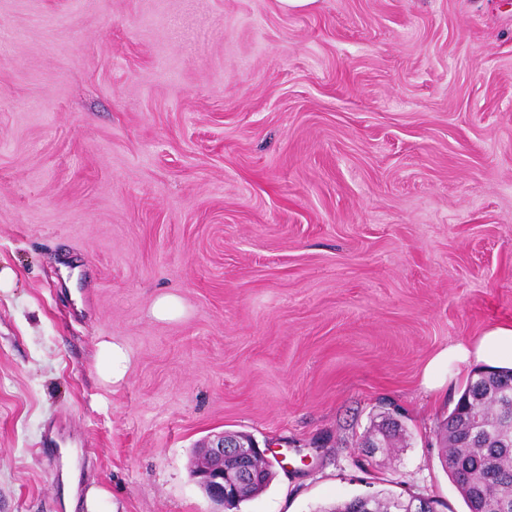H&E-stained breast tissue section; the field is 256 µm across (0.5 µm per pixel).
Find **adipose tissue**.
I'll use <instances>...</instances> for the list:
<instances>
[{"instance_id": "adipose-tissue-1", "label": "adipose tissue", "mask_w": 512, "mask_h": 512, "mask_svg": "<svg viewBox=\"0 0 512 512\" xmlns=\"http://www.w3.org/2000/svg\"><path fill=\"white\" fill-rule=\"evenodd\" d=\"M483 363L489 366H512V320L490 325L472 343H452L433 356L423 371V383L433 389L452 380L460 364Z\"/></svg>"}]
</instances>
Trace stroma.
Masks as SVG:
<instances>
[{"instance_id":"stroma-1","label":"stroma","mask_w":512,"mask_h":512,"mask_svg":"<svg viewBox=\"0 0 512 512\" xmlns=\"http://www.w3.org/2000/svg\"><path fill=\"white\" fill-rule=\"evenodd\" d=\"M0 264V512H85L68 445L116 512H212L221 431L276 462L238 512H468L472 368L422 371L512 319V0H0ZM154 317L161 321L177 319L182 314V306L179 299L172 294L159 296L152 308ZM98 375L105 384L115 385L125 377L130 356L124 345L115 341L99 343L97 352ZM370 512H407L397 511V505L403 501V505L409 502V498L404 497L401 493L393 491L380 490L371 494Z\"/></svg>"}]
</instances>
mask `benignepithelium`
Instances as JSON below:
<instances>
[{"label":"benign epithelium","mask_w":512,"mask_h":512,"mask_svg":"<svg viewBox=\"0 0 512 512\" xmlns=\"http://www.w3.org/2000/svg\"><path fill=\"white\" fill-rule=\"evenodd\" d=\"M233 457L236 468L229 473L224 468L225 455ZM258 458H266L253 438L240 433L218 432L208 437L195 460L191 477L203 489L207 497L224 512L225 497L229 491L254 480L253 464Z\"/></svg>","instance_id":"benign-epithelium-1"}]
</instances>
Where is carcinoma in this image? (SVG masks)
<instances>
[{
	"label": "carcinoma",
	"mask_w": 512,
	"mask_h": 512,
	"mask_svg": "<svg viewBox=\"0 0 512 512\" xmlns=\"http://www.w3.org/2000/svg\"><path fill=\"white\" fill-rule=\"evenodd\" d=\"M474 374L443 422L439 437L443 465L469 512H512V369L484 368ZM244 488L240 502L261 493L272 477ZM409 499L380 490L371 494L370 512H397Z\"/></svg>",
	"instance_id": "obj_1"
}]
</instances>
